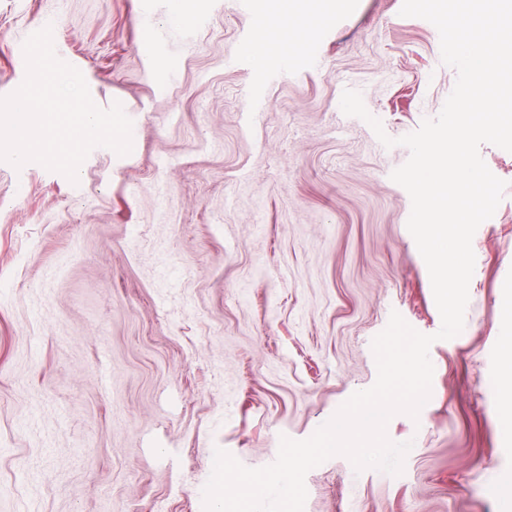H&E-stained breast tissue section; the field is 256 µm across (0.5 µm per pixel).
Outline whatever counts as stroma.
Returning a JSON list of instances; mask_svg holds the SVG:
<instances>
[{
	"instance_id": "35a3bbf8",
	"label": "stroma",
	"mask_w": 512,
	"mask_h": 512,
	"mask_svg": "<svg viewBox=\"0 0 512 512\" xmlns=\"http://www.w3.org/2000/svg\"><path fill=\"white\" fill-rule=\"evenodd\" d=\"M402 0H291L304 55H241L274 0H0V97L45 25L133 148L91 151L77 182L0 161V512H203L215 448L273 463L377 378L398 312L441 317L390 178L409 158L345 115V89L398 138L436 117L457 72ZM476 230L462 332L434 342L431 396L387 425L404 471L308 472L304 512H501L502 310L512 303V152Z\"/></svg>"
}]
</instances>
